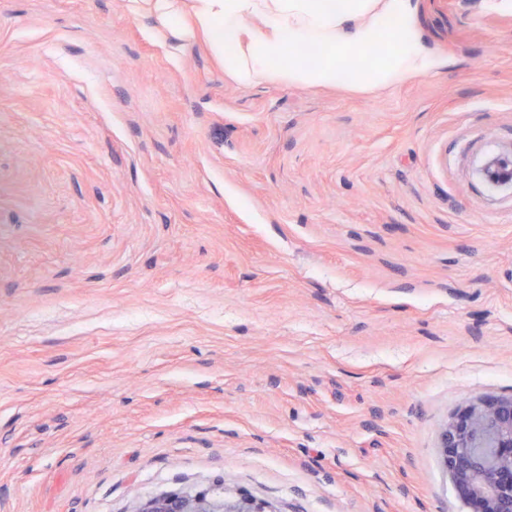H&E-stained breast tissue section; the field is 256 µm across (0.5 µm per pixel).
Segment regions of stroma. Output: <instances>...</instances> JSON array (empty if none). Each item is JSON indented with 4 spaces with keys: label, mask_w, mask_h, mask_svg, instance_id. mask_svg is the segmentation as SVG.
<instances>
[{
    "label": "stroma",
    "mask_w": 512,
    "mask_h": 512,
    "mask_svg": "<svg viewBox=\"0 0 512 512\" xmlns=\"http://www.w3.org/2000/svg\"><path fill=\"white\" fill-rule=\"evenodd\" d=\"M415 4L448 66L362 93L0 0V512H468L440 435L512 395V10ZM135 512H275L265 502L227 499L209 491L171 492L147 500Z\"/></svg>",
    "instance_id": "35a3bbf8"
}]
</instances>
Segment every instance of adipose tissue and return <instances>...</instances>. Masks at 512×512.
<instances>
[{
	"mask_svg": "<svg viewBox=\"0 0 512 512\" xmlns=\"http://www.w3.org/2000/svg\"><path fill=\"white\" fill-rule=\"evenodd\" d=\"M182 50L204 42L246 87L300 84L367 92L444 68L409 27L412 0H127ZM319 50L305 61L296 46ZM375 62L348 65L358 49Z\"/></svg>",
	"mask_w": 512,
	"mask_h": 512,
	"instance_id": "1",
	"label": "adipose tissue"
}]
</instances>
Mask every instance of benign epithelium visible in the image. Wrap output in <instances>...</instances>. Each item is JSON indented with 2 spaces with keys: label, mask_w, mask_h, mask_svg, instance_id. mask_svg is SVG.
I'll return each mask as SVG.
<instances>
[{
  "label": "benign epithelium",
  "mask_w": 512,
  "mask_h": 512,
  "mask_svg": "<svg viewBox=\"0 0 512 512\" xmlns=\"http://www.w3.org/2000/svg\"><path fill=\"white\" fill-rule=\"evenodd\" d=\"M490 181L511 182L512 160L490 161ZM441 464L471 512H512V396H480L443 428ZM136 512H274L265 502L208 491L171 492Z\"/></svg>",
  "instance_id": "7a95c632"
}]
</instances>
